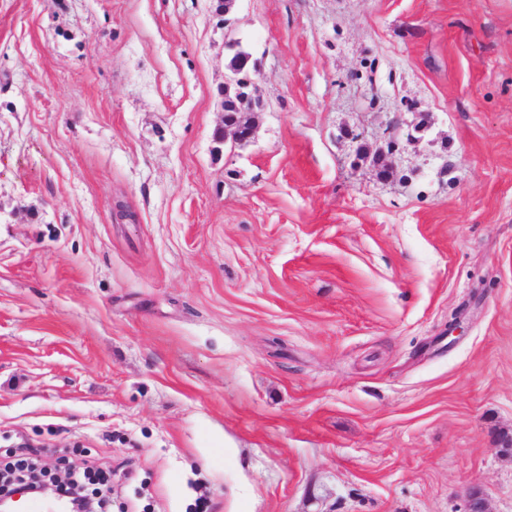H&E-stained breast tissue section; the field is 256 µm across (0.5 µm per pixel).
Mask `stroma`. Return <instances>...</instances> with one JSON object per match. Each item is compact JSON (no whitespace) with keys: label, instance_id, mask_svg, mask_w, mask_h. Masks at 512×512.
<instances>
[{"label":"stroma","instance_id":"35a3bbf8","mask_svg":"<svg viewBox=\"0 0 512 512\" xmlns=\"http://www.w3.org/2000/svg\"><path fill=\"white\" fill-rule=\"evenodd\" d=\"M32 451L148 512H512V0H0ZM249 61V53L243 50L235 51L230 58L228 67L231 72L237 74L240 81L237 85L224 89V124L249 127L250 120L246 114L250 111L248 105L244 104V100L248 95V81H250ZM247 99L254 110L257 112L261 111V101L254 93L249 94Z\"/></svg>","mask_w":512,"mask_h":512}]
</instances>
